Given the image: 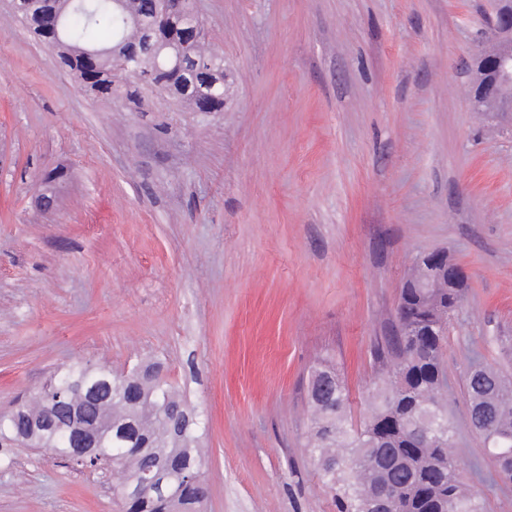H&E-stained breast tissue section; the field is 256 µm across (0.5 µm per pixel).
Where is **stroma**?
Returning <instances> with one entry per match:
<instances>
[{
	"label": "stroma",
	"instance_id": "35a3bbf8",
	"mask_svg": "<svg viewBox=\"0 0 512 512\" xmlns=\"http://www.w3.org/2000/svg\"><path fill=\"white\" fill-rule=\"evenodd\" d=\"M224 109L88 96L0 0V416L58 367L163 361L205 421L203 512H336L304 437L331 360L366 414L410 266L468 274L448 411L484 512H512L468 416L512 376V124L464 96L491 0H197ZM68 178L54 211L42 174ZM0 512H120L98 475L15 446Z\"/></svg>",
	"mask_w": 512,
	"mask_h": 512
}]
</instances>
